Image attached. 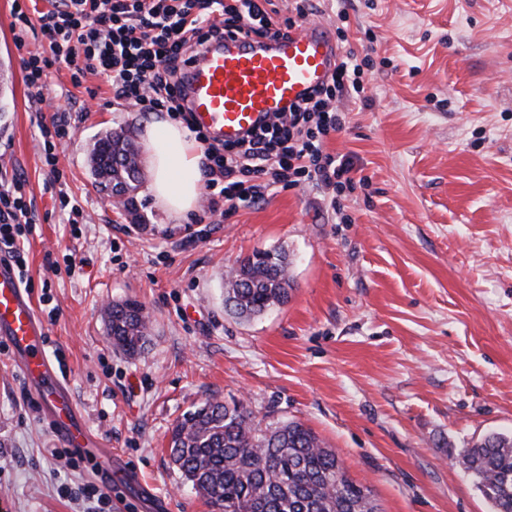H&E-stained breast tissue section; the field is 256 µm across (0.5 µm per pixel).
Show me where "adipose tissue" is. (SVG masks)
<instances>
[{"label": "adipose tissue", "mask_w": 512, "mask_h": 512, "mask_svg": "<svg viewBox=\"0 0 512 512\" xmlns=\"http://www.w3.org/2000/svg\"><path fill=\"white\" fill-rule=\"evenodd\" d=\"M142 150L154 201L175 219L193 211L205 174L203 150L189 131L166 119H152L144 126Z\"/></svg>", "instance_id": "adipose-tissue-1"}]
</instances>
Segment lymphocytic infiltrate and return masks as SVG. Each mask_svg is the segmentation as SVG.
<instances>
[{"label": "lymphocytic infiltrate", "instance_id": "lymphocytic-infiltrate-1", "mask_svg": "<svg viewBox=\"0 0 512 512\" xmlns=\"http://www.w3.org/2000/svg\"><path fill=\"white\" fill-rule=\"evenodd\" d=\"M271 0H54L51 9L30 14L21 0L12 8L17 44L28 30L39 29L50 51L21 58L29 86L45 90L49 70L62 61L71 81L103 74L115 97L133 101L146 112H165L204 146L210 209L236 207L281 187L312 184L342 198L355 188L349 161L327 152L326 140L345 124L337 102L363 97L361 76L370 64L350 46L329 82L268 124L234 144L217 141L196 129L182 97L186 71L199 49L224 35L244 33L274 38L292 31L314 9L313 0H297L294 16L277 21ZM35 226L25 183L0 171V251L25 269L21 243Z\"/></svg>", "mask_w": 512, "mask_h": 512}]
</instances>
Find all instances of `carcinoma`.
Wrapping results in <instances>:
<instances>
[{"label":"carcinoma","instance_id":"cac0c4a2","mask_svg":"<svg viewBox=\"0 0 512 512\" xmlns=\"http://www.w3.org/2000/svg\"><path fill=\"white\" fill-rule=\"evenodd\" d=\"M99 190L136 191L143 179L138 150L115 129L90 151ZM288 256L255 251L238 261L224 282V307L239 319L288 301ZM112 346L134 356L150 332V316L135 300L107 313ZM169 458L216 512H382L371 490L353 481L336 451L305 424L291 420L262 427L242 402L211 397L185 412L169 433ZM489 512H512V434L493 433L457 455Z\"/></svg>","mask_w":512,"mask_h":512}]
</instances>
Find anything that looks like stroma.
I'll return each mask as SVG.
<instances>
[{
  "label": "stroma",
  "instance_id": "35a3bbf8",
  "mask_svg": "<svg viewBox=\"0 0 512 512\" xmlns=\"http://www.w3.org/2000/svg\"><path fill=\"white\" fill-rule=\"evenodd\" d=\"M313 18L372 60L369 104L342 99L345 126L325 143L358 187L338 210L312 185L214 212L203 194L179 224L147 188L126 207L93 185L90 144L120 126L140 137L150 113L106 76L73 86L63 62L37 93L0 25V166L35 216L26 274L49 351L115 465L169 512H212L167 448L174 421L214 395L310 427L383 512H487L454 458L512 432V0H320ZM55 113L70 126L57 186L38 128ZM62 191L85 223L68 224ZM274 248L289 256L288 302L226 312L228 271ZM127 299L151 319L134 357L105 320ZM33 401L0 339V512H84L101 471L51 456Z\"/></svg>",
  "mask_w": 512,
  "mask_h": 512
}]
</instances>
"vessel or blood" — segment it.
Returning a JSON list of instances; mask_svg holds the SVG:
<instances>
[{
  "instance_id": "b4317fda",
  "label": "vessel or blood",
  "mask_w": 512,
  "mask_h": 512,
  "mask_svg": "<svg viewBox=\"0 0 512 512\" xmlns=\"http://www.w3.org/2000/svg\"><path fill=\"white\" fill-rule=\"evenodd\" d=\"M337 61V46L321 21L266 44L239 35L204 47L187 71L184 94L198 127L235 141L321 85ZM0 337L9 343L13 362L26 389L39 400L57 443L75 455L111 464V450L87 429L67 379L47 351L48 330L31 294L12 259L1 252Z\"/></svg>"
}]
</instances>
